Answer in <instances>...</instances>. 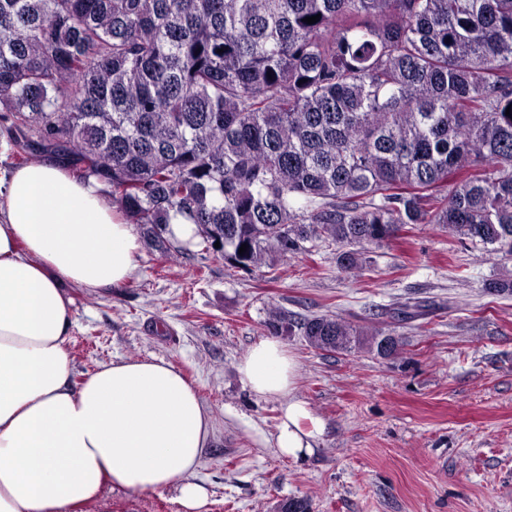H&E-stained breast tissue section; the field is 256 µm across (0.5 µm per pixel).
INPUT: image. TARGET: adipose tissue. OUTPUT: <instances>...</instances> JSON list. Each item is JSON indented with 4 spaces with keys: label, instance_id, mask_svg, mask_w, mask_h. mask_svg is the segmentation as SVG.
Returning <instances> with one entry per match:
<instances>
[{
    "label": "adipose tissue",
    "instance_id": "1",
    "mask_svg": "<svg viewBox=\"0 0 512 512\" xmlns=\"http://www.w3.org/2000/svg\"><path fill=\"white\" fill-rule=\"evenodd\" d=\"M139 251L97 180L53 159L0 177V512H82L107 483L176 491L184 512L206 505L193 475L211 415L173 365L124 360L71 382L70 288L125 286ZM237 369L255 394L281 399L278 450L313 452L322 424L293 395L284 344L260 339Z\"/></svg>",
    "mask_w": 512,
    "mask_h": 512
}]
</instances>
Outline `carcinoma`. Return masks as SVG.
Masks as SVG:
<instances>
[{
	"label": "carcinoma",
	"mask_w": 512,
	"mask_h": 512,
	"mask_svg": "<svg viewBox=\"0 0 512 512\" xmlns=\"http://www.w3.org/2000/svg\"><path fill=\"white\" fill-rule=\"evenodd\" d=\"M510 105L512 0H0V118L149 245L184 214L246 272L321 236L357 271L409 224L512 254ZM266 327L386 338L280 307Z\"/></svg>",
	"instance_id": "cac0c4a2"
}]
</instances>
